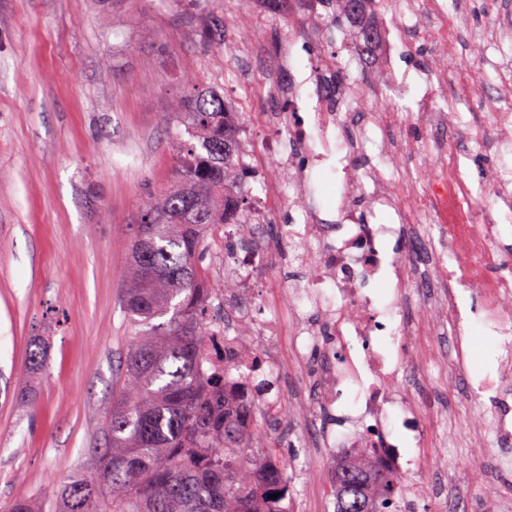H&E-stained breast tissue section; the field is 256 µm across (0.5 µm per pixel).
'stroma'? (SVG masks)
Masks as SVG:
<instances>
[{"instance_id": "obj_1", "label": "stroma", "mask_w": 512, "mask_h": 512, "mask_svg": "<svg viewBox=\"0 0 512 512\" xmlns=\"http://www.w3.org/2000/svg\"><path fill=\"white\" fill-rule=\"evenodd\" d=\"M461 47L512 0H466ZM258 0H0V512L19 498L45 497L71 473L95 471L108 439L104 418L132 333L119 305L129 226L146 187L172 182L175 156L164 115L176 111L183 76L223 93L256 140L278 136L260 123L287 98L252 91L240 74L259 70L290 47L289 80L300 106L310 107L307 78L349 52L348 32L308 37L297 13L259 14ZM398 107L443 91L427 71V46L392 31ZM407 124L371 133L364 163L387 177L429 166L407 156L402 170L385 168L384 142L425 138ZM469 378L495 375L500 337L480 323L469 329ZM48 342L44 369L28 374L31 342ZM275 356L296 414L312 390L320 356L298 365L286 337L260 344ZM297 461L292 480L299 512H333L330 456L310 446V427L272 419ZM460 482L458 507L431 495L426 512H488L490 499L512 490V471L473 463L470 449H442Z\"/></svg>"}]
</instances>
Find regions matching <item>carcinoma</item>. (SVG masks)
Instances as JSON below:
<instances>
[{
  "label": "carcinoma",
  "mask_w": 512,
  "mask_h": 512,
  "mask_svg": "<svg viewBox=\"0 0 512 512\" xmlns=\"http://www.w3.org/2000/svg\"><path fill=\"white\" fill-rule=\"evenodd\" d=\"M332 1L336 8L326 21L338 30L381 2L301 0L311 18L323 17L318 8ZM377 36L364 27L351 56L365 61ZM484 51L474 43L455 68L470 70ZM333 74L330 94L346 97L358 87L349 83V63L336 61ZM183 87L181 107L164 113L177 129L176 181L164 190L144 189L130 228L120 305L136 335L112 392L108 448L95 474L73 472L51 512H288L282 502L294 495L282 440L258 425L257 416L267 417L261 400L204 367L214 335L206 298L217 287H234L231 280L216 283L203 266L207 237L224 224L243 233L249 227L236 182L241 170L232 126L239 113L190 78ZM399 490L400 477L381 466L373 448L334 464V512H397ZM8 512L46 509L41 499L25 498Z\"/></svg>",
  "instance_id": "1"
}]
</instances>
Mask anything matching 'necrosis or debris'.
Returning a JSON list of instances; mask_svg holds the SVG:
<instances>
[{"instance_id":"obj_1","label":"necrosis or debris","mask_w":512,"mask_h":512,"mask_svg":"<svg viewBox=\"0 0 512 512\" xmlns=\"http://www.w3.org/2000/svg\"><path fill=\"white\" fill-rule=\"evenodd\" d=\"M459 9L458 0H402L396 14L413 19L418 41L454 58L459 53ZM358 96L370 107L359 131L345 142L341 162L346 181L328 217L306 196L309 158L290 155L288 148L316 135L327 137L342 126V113L325 103L305 114L263 113V123L280 127L283 136L259 144L250 128L236 126L240 165L260 187L250 197L246 219L254 226L263 224L271 204L284 200L301 215L289 227L288 246L303 275L291 287L274 290L273 299L288 311L295 363H304L314 351L324 358L316 374L315 406L340 431L328 443L331 453L381 447L384 465L402 472L399 448L390 441L398 427L420 449L415 473L430 475L447 466L446 459L426 451L435 426H444L447 438L471 448L478 461L489 454L487 433L512 435V247L504 242L500 224L512 206L504 195L512 182L495 170L477 192L460 166L462 144L478 151L512 145V110L490 106L471 128L461 124L457 113L419 102L411 118L429 130V139L388 147L385 167L399 168L402 155L424 152L431 177L425 182L410 175L393 180L384 168L360 165L358 157L369 131L394 127L399 111L371 104L369 87H360ZM379 209L392 212L391 223L374 222ZM279 261L274 248L234 257L236 295L261 299L253 273ZM464 290L478 296L482 320L499 329L505 355L495 380L467 391L472 402L492 393L493 415L460 425L420 401V392L437 380L420 371L406 345L416 336H447L451 356L438 359L437 366L455 377L466 375L470 338L460 303ZM310 302L318 306L314 326L304 318ZM409 303L418 309L410 321L400 315ZM229 324L233 331L226 347L212 351L208 370L224 371L232 386L245 378L262 385L267 408L277 411L283 402L280 367L271 358L258 360L255 350L258 342L279 332V325L254 322L245 306L234 311ZM228 353L234 358L229 369L224 366Z\"/></svg>"}]
</instances>
